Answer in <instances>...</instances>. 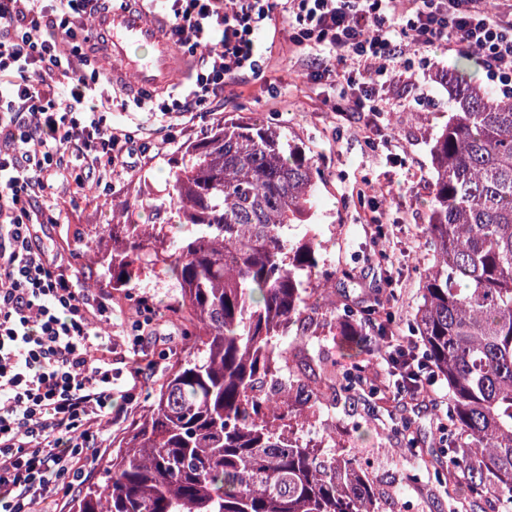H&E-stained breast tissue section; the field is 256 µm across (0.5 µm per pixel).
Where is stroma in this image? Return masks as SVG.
Instances as JSON below:
<instances>
[{"label":"stroma","mask_w":512,"mask_h":512,"mask_svg":"<svg viewBox=\"0 0 512 512\" xmlns=\"http://www.w3.org/2000/svg\"><path fill=\"white\" fill-rule=\"evenodd\" d=\"M262 51L266 61L261 75L226 87L212 102L211 115L192 119L174 113L162 121L148 112H108V121L133 131L146 152L137 158L134 172L113 176L111 185L88 184L77 198L64 189L49 196L47 202L58 211L60 224L48 229L47 240L66 239L70 249L82 252L79 238L87 225L110 223L119 201L163 193L171 159L182 144L207 136L225 113H253L286 127L289 137L315 158L317 230L327 243L320 267L333 287L337 309L356 310L383 300L395 318V335L414 336L419 279L428 264L420 238L430 199L424 126L447 120L453 109L447 90L430 79V96L392 113L390 141L375 148L365 140L361 119L337 111L336 90L311 84L310 62L292 52L287 26L278 25L275 34L265 35ZM376 210L388 230L382 259L370 248L375 230L370 217ZM171 294V284L165 280L144 290L113 293V335H125L136 317L135 302L143 295L151 297L156 317L165 321L167 329L180 327V319L167 309ZM447 408L448 387L441 381L418 405L362 388L343 395L327 411L337 441L386 491L383 512H402L407 503L414 505L415 512H469L464 481H457L454 496H447L423 461L439 446L438 419ZM402 418L412 422L416 449H405L395 430Z\"/></svg>","instance_id":"35a3bbf8"}]
</instances>
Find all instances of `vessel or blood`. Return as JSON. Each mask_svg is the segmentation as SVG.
Returning <instances> with one entry per match:
<instances>
[{
	"instance_id": "vessel-or-blood-1",
	"label": "vessel or blood",
	"mask_w": 512,
	"mask_h": 512,
	"mask_svg": "<svg viewBox=\"0 0 512 512\" xmlns=\"http://www.w3.org/2000/svg\"><path fill=\"white\" fill-rule=\"evenodd\" d=\"M93 26L104 37L97 53L112 65V86L125 95H155L184 75L185 63L165 34V19L151 14L140 0H117L111 11L96 16ZM133 45L150 47V56L132 57Z\"/></svg>"
}]
</instances>
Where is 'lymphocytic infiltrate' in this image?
Returning <instances> with one entry per match:
<instances>
[{
  "label": "lymphocytic infiltrate",
  "instance_id": "obj_1",
  "mask_svg": "<svg viewBox=\"0 0 512 512\" xmlns=\"http://www.w3.org/2000/svg\"><path fill=\"white\" fill-rule=\"evenodd\" d=\"M166 0V34L188 58L187 89L160 114L192 113L224 86L262 71L259 37L274 20L296 53L315 63L313 83L339 86L351 112L377 135L400 107L388 88L419 90L432 47L477 53L489 80L512 92V0ZM112 0H0V512H37L60 487L77 489L106 445L102 420L125 379V345L150 351L164 330L139 297L127 337L108 331L112 296L83 286L79 255L41 240L59 219L40 206L57 182L85 187L131 170L138 146L98 101L105 71L89 24ZM380 360L397 396L413 401L438 374L406 337Z\"/></svg>",
  "mask_w": 512,
  "mask_h": 512
}]
</instances>
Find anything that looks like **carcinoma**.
<instances>
[{
    "label": "carcinoma",
    "instance_id": "carcinoma-1",
    "mask_svg": "<svg viewBox=\"0 0 512 512\" xmlns=\"http://www.w3.org/2000/svg\"><path fill=\"white\" fill-rule=\"evenodd\" d=\"M454 112L429 133L430 200L421 225L430 265L414 326L448 386L447 447L470 510L512 512V96L442 73ZM164 224H94L82 240L99 284L120 291L173 281L169 311L186 343L147 404L112 439L101 480L72 512H383L384 492L332 439L304 434L367 384L357 358L386 347L387 328L348 331L307 304L323 241L311 227L315 160L279 126L231 115L178 150ZM313 336H340L341 371Z\"/></svg>",
    "mask_w": 512,
    "mask_h": 512
}]
</instances>
